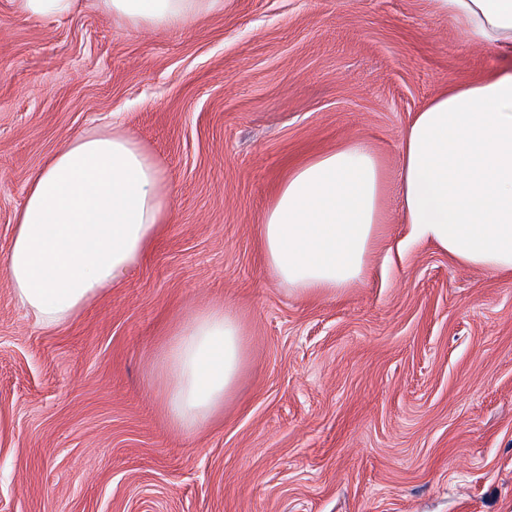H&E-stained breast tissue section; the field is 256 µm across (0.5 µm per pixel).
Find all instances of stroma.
I'll list each match as a JSON object with an SVG mask.
<instances>
[{
    "label": "stroma",
    "instance_id": "obj_1",
    "mask_svg": "<svg viewBox=\"0 0 512 512\" xmlns=\"http://www.w3.org/2000/svg\"><path fill=\"white\" fill-rule=\"evenodd\" d=\"M498 64L433 0H224L186 29L0 0V259L26 188L122 125L172 213L120 287L56 327L0 273V512H512V280L406 245L401 135ZM365 141L387 234L363 282L288 293L258 226L289 167ZM240 315L247 361L207 428L171 427L157 363L192 311ZM15 11L34 18H58L69 15L77 0H11Z\"/></svg>",
    "mask_w": 512,
    "mask_h": 512
}]
</instances>
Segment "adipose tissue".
I'll return each instance as SVG.
<instances>
[{
	"instance_id": "obj_1",
	"label": "adipose tissue",
	"mask_w": 512,
	"mask_h": 512,
	"mask_svg": "<svg viewBox=\"0 0 512 512\" xmlns=\"http://www.w3.org/2000/svg\"><path fill=\"white\" fill-rule=\"evenodd\" d=\"M134 28L188 27L224 0H93ZM471 43L507 65L447 87L405 129L399 189L410 242L512 277V0H434ZM384 173L352 139L293 165L259 226L265 262L295 295L333 296L362 280L385 223ZM172 211L168 178L119 127L69 140L27 187L0 260L18 303L46 327L119 287ZM236 312L218 304L173 329L160 356L171 422L194 433L224 409L245 363Z\"/></svg>"
}]
</instances>
